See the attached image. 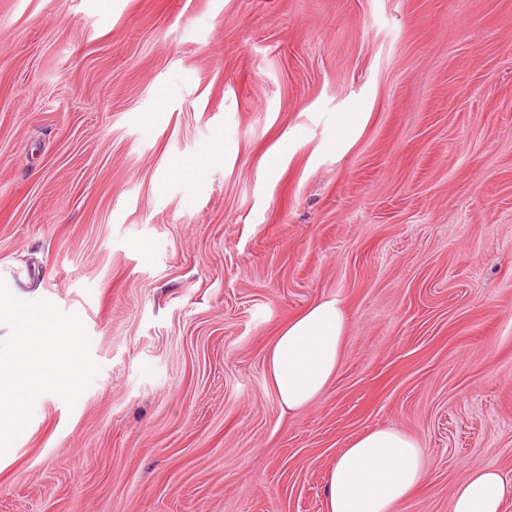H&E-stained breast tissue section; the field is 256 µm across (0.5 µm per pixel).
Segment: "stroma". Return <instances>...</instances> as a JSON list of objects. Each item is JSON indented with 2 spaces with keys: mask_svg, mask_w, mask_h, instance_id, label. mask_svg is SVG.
<instances>
[{
  "mask_svg": "<svg viewBox=\"0 0 512 512\" xmlns=\"http://www.w3.org/2000/svg\"><path fill=\"white\" fill-rule=\"evenodd\" d=\"M0 274L99 365L36 399L0 512H326L388 427L403 512H452L512 478V0H0ZM332 297L342 366L288 411L267 348ZM425 475L419 443L397 428L352 439L326 476L327 512H399ZM512 499V481L500 470L486 466L471 469L453 493L452 512H502Z\"/></svg>",
  "mask_w": 512,
  "mask_h": 512,
  "instance_id": "35a3bbf8",
  "label": "stroma"
}]
</instances>
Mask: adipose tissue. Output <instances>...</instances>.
Segmentation results:
<instances>
[{"label":"adipose tissue","mask_w":512,"mask_h":512,"mask_svg":"<svg viewBox=\"0 0 512 512\" xmlns=\"http://www.w3.org/2000/svg\"><path fill=\"white\" fill-rule=\"evenodd\" d=\"M346 315L338 300L302 309L270 345L266 363L281 402L293 411L320 396L337 374ZM425 475L419 443L397 428L352 439L326 476L327 512H400ZM512 481L497 468L471 469L453 493V512H503Z\"/></svg>","instance_id":"obj_1"}]
</instances>
